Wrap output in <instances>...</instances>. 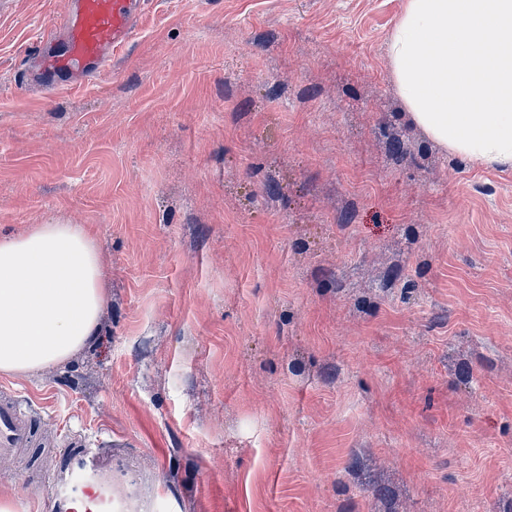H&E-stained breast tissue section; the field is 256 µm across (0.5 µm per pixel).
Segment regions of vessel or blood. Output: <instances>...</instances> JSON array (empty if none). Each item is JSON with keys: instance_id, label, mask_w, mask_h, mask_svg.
Instances as JSON below:
<instances>
[{"instance_id": "1", "label": "vessel or blood", "mask_w": 512, "mask_h": 512, "mask_svg": "<svg viewBox=\"0 0 512 512\" xmlns=\"http://www.w3.org/2000/svg\"><path fill=\"white\" fill-rule=\"evenodd\" d=\"M145 0H76L39 37L45 49L42 75L67 73L77 84L98 76L113 53L131 38ZM41 403L10 385H0V474H7L24 449L42 447ZM44 512H157L143 494L140 470L111 448L91 446L72 433L56 466L32 494Z\"/></svg>"}]
</instances>
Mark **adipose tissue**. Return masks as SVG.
Returning a JSON list of instances; mask_svg holds the SVG:
<instances>
[{"label":"adipose tissue","instance_id":"adipose-tissue-1","mask_svg":"<svg viewBox=\"0 0 512 512\" xmlns=\"http://www.w3.org/2000/svg\"><path fill=\"white\" fill-rule=\"evenodd\" d=\"M412 121L450 154L512 171V0H406L388 40ZM97 246L60 220L0 237V374L61 363L97 336Z\"/></svg>","mask_w":512,"mask_h":512}]
</instances>
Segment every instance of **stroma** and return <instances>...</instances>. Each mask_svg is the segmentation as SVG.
Instances as JSON below:
<instances>
[{
	"mask_svg": "<svg viewBox=\"0 0 512 512\" xmlns=\"http://www.w3.org/2000/svg\"><path fill=\"white\" fill-rule=\"evenodd\" d=\"M70 3L0 0V234L86 226L106 303L0 383L166 512H512V171L408 116L405 0H148L94 82L30 90Z\"/></svg>",
	"mask_w": 512,
	"mask_h": 512,
	"instance_id": "stroma-1",
	"label": "stroma"
}]
</instances>
